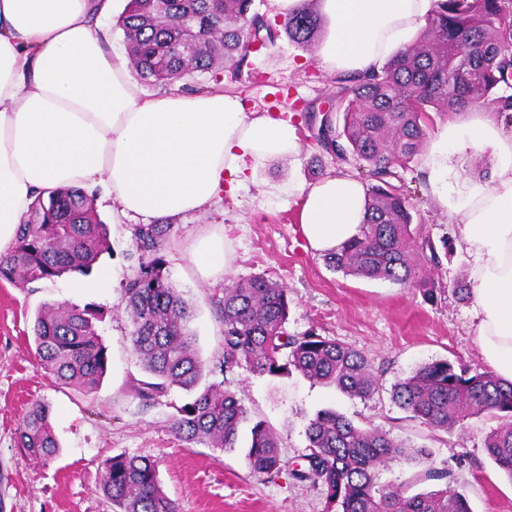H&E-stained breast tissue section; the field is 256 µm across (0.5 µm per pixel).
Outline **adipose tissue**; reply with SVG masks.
I'll return each mask as SVG.
<instances>
[{
  "mask_svg": "<svg viewBox=\"0 0 512 512\" xmlns=\"http://www.w3.org/2000/svg\"><path fill=\"white\" fill-rule=\"evenodd\" d=\"M438 0H318L317 49L333 73L382 68L411 46ZM127 0H0V253L39 196L104 184L122 216L173 222L202 213L247 171L298 155L293 124L244 112L219 90L174 87L144 97L127 56L100 23ZM489 151L490 183L463 178L454 160ZM435 206L472 259L475 341L492 371L512 381V131L494 114L436 127L421 156ZM301 232L320 255L356 238L367 219L364 185L328 174L296 187ZM200 273L231 264L228 243L191 246Z\"/></svg>",
  "mask_w": 512,
  "mask_h": 512,
  "instance_id": "ef3b65f1",
  "label": "adipose tissue"
}]
</instances>
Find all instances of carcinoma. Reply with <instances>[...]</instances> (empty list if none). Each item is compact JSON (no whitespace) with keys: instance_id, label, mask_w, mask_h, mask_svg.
I'll list each match as a JSON object with an SVG mask.
<instances>
[{"instance_id":"obj_1","label":"carcinoma","mask_w":512,"mask_h":512,"mask_svg":"<svg viewBox=\"0 0 512 512\" xmlns=\"http://www.w3.org/2000/svg\"><path fill=\"white\" fill-rule=\"evenodd\" d=\"M254 0H130L118 17L134 56L135 75L173 84L207 74L216 84L238 81L245 60L284 34L301 47L315 44L322 21L304 3L282 28L253 10ZM336 113L331 136L316 141L337 161L352 157L374 180L367 190L368 219L360 235L326 257L335 271L417 285L424 261L439 263L433 241L411 228L410 198L393 184L395 169L423 148L434 118L483 109L512 126V0H440L414 46L382 70L334 79ZM174 225L138 224L133 237L138 266L123 285L129 338L146 378L133 384L145 407L173 387L192 393L170 419L187 444L232 449L246 411L224 382L201 386L206 363L190 329L192 310L163 274L165 244ZM110 250L107 224L94 195L80 187L38 198L18 225L11 248L0 254V283L28 285L65 273H88ZM221 323L220 371L244 369L277 376L295 370L351 398L371 400L379 378L368 357L311 330L290 336L288 290L264 275L236 281L213 297ZM97 313L88 305L46 304L35 317L34 343L44 368L60 384L94 393L107 365ZM393 403L431 429H464L473 417L497 419L483 440L491 461L512 481V382L447 359L425 363L392 386ZM17 445L41 462L59 452L50 406H30ZM303 463L290 475L321 487L326 512H471L450 486L448 468L428 465L420 480L442 487L410 494L406 484H382L381 468L410 455L409 447L375 425L360 426L334 409L316 413L306 428ZM246 459L251 472L277 477L284 460L274 431L263 421L251 430ZM100 492L115 512H178L158 479L157 463L119 454L104 466Z\"/></svg>"}]
</instances>
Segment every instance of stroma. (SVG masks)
Returning <instances> with one entry per match:
<instances>
[{"label": "stroma", "mask_w": 512, "mask_h": 512, "mask_svg": "<svg viewBox=\"0 0 512 512\" xmlns=\"http://www.w3.org/2000/svg\"><path fill=\"white\" fill-rule=\"evenodd\" d=\"M333 79L315 54L284 36L249 56L241 83L224 86V93L237 96L245 111L294 124L301 138L299 155L258 166L209 210L181 218L165 248L164 272L192 308L191 327L206 365L213 368L220 350L213 296L227 282L262 274L288 290L287 333L313 330L363 352L381 384L379 393L363 402L294 370L259 376L239 369L225 378L213 369L208 381L229 380L247 411L236 445L224 451L181 441L169 420L188 394L172 389L145 409L132 392L143 372L128 336L122 285L135 265L132 228L137 220L113 223L112 198L100 189L95 209L109 225L111 249L89 275L66 274L28 287L0 284V512H112L98 485L105 460L117 454L157 461L162 486L179 512H325L319 488L286 472L271 480L253 475L246 452L251 427L262 420L277 433L285 459L297 460L307 445L306 425L327 408L427 450V457L381 468L380 483H404L428 464L445 463L452 470V486L466 495L472 512H512V482L483 448L490 420L474 418L464 430L436 434L391 400L393 384L422 364L447 359L487 367L474 341L473 300L452 292L456 283L468 280L471 259L456 245L455 225L435 208L419 159L398 168L397 182L413 198L414 226L435 246L447 248L440 265L424 264L421 286L404 288L332 271L301 236V199L291 188L315 182L321 174L311 168L315 148L303 115L331 106ZM213 235L232 248V265L216 281L201 277L189 253L199 238ZM61 302L89 304L101 312L97 328L108 369L89 396L60 385L35 353L37 310ZM37 401L50 405L60 444L56 458L46 463L30 459L15 445L17 425Z\"/></svg>", "instance_id": "1"}]
</instances>
